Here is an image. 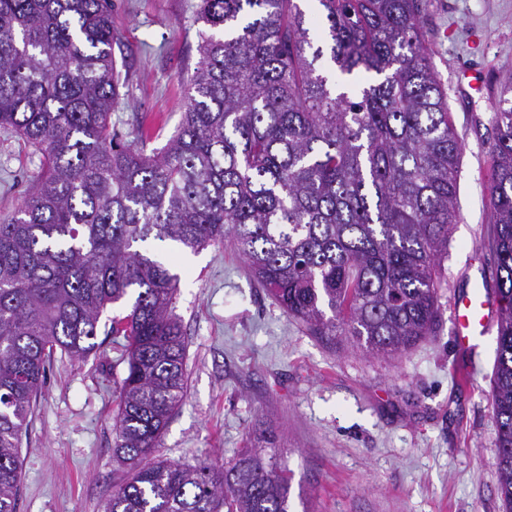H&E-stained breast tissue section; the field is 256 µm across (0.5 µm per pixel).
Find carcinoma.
Returning a JSON list of instances; mask_svg holds the SVG:
<instances>
[{
    "mask_svg": "<svg viewBox=\"0 0 512 512\" xmlns=\"http://www.w3.org/2000/svg\"><path fill=\"white\" fill-rule=\"evenodd\" d=\"M333 76L294 0H201L181 125L147 155L117 141L112 0H0V128L40 166L0 219V512H16L20 442L55 356L96 347L108 306L126 341L104 512H290L273 448L226 465L147 463L186 388L170 312L178 275L148 240L230 242L314 336L398 359L431 332L457 223L462 141L425 45L429 0H319ZM493 109L492 407L512 512V71Z\"/></svg>",
    "mask_w": 512,
    "mask_h": 512,
    "instance_id": "cac0c4a2",
    "label": "carcinoma"
}]
</instances>
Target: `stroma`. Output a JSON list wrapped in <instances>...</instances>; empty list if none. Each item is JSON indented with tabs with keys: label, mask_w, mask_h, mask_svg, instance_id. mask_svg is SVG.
Here are the masks:
<instances>
[{
	"label": "stroma",
	"mask_w": 512,
	"mask_h": 512,
	"mask_svg": "<svg viewBox=\"0 0 512 512\" xmlns=\"http://www.w3.org/2000/svg\"><path fill=\"white\" fill-rule=\"evenodd\" d=\"M112 52L124 78L112 126L122 142L162 148L185 111L198 59L200 0H113ZM426 46L462 140L458 222L442 261L433 333L402 358L311 335L225 244L172 252L173 313L187 342V388L153 460L214 468L256 443L257 424L293 472L291 512H502L491 404L496 337L461 351L450 320L472 278L496 287L488 245L490 104L512 69V0H431ZM39 156L0 130V218L11 215ZM101 317L96 349L53 363L22 434L17 512H103L125 467L113 453L124 340ZM471 369L468 384L457 379Z\"/></svg>",
	"instance_id": "1"
}]
</instances>
